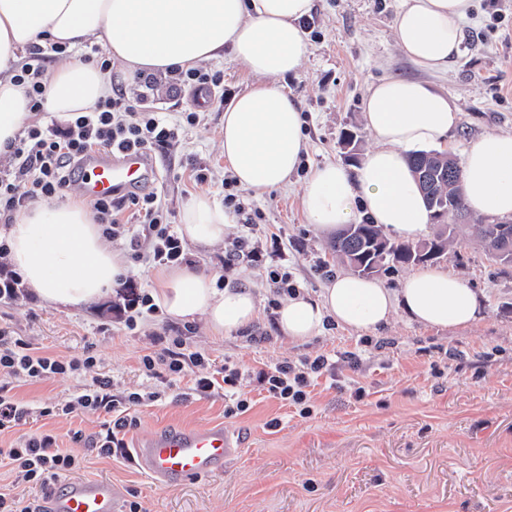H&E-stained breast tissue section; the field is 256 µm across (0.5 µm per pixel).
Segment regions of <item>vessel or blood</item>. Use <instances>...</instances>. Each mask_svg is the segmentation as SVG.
Masks as SVG:
<instances>
[{
	"label": "vessel or blood",
	"instance_id": "1",
	"mask_svg": "<svg viewBox=\"0 0 512 512\" xmlns=\"http://www.w3.org/2000/svg\"><path fill=\"white\" fill-rule=\"evenodd\" d=\"M153 166L142 152L103 151L83 163L80 186L86 199L112 197L140 186ZM234 452L223 427L185 428L155 434L134 447L138 467L158 482L173 485L220 471ZM45 512H117L111 485L104 480L74 481L64 494H47Z\"/></svg>",
	"mask_w": 512,
	"mask_h": 512
}]
</instances>
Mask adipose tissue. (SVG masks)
<instances>
[{"mask_svg":"<svg viewBox=\"0 0 512 512\" xmlns=\"http://www.w3.org/2000/svg\"><path fill=\"white\" fill-rule=\"evenodd\" d=\"M312 8L313 0H0V149L15 140L29 113L27 87L13 76L32 46L74 49L97 40L129 80L227 54L259 81L224 111V161L244 188L283 187L307 142L299 104L278 81L296 74L306 58L302 21ZM472 8L473 0H397L394 34L402 55L424 72L447 70L460 53L462 23ZM111 93L112 80L96 63L70 59L57 65L44 107L85 112ZM459 121L453 100L429 81L390 76L373 84L364 103L373 146L354 173L326 163L309 174L302 187L309 224L329 236L368 219L400 238H417L430 214L407 157L447 151ZM461 170L462 198L474 215L512 219V134L469 140ZM230 222L225 208L199 194L187 203L179 232L208 248L223 242ZM0 234L28 294L47 307L105 301L126 274L124 255L103 242L81 198L32 203ZM151 297L170 319H203L219 337L247 329L258 317L253 291L216 288L214 275L191 264L163 273ZM399 310L418 324L448 330L475 322L480 302L465 280L438 265L409 274L396 293L342 272L319 298L283 302L276 326L288 341L302 343L325 320L373 331Z\"/></svg>","mask_w":512,"mask_h":512,"instance_id":"ef3b65f1","label":"adipose tissue"}]
</instances>
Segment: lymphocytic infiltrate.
I'll return each mask as SVG.
<instances>
[{
	"instance_id": "1",
	"label": "lymphocytic infiltrate",
	"mask_w": 512,
	"mask_h": 512,
	"mask_svg": "<svg viewBox=\"0 0 512 512\" xmlns=\"http://www.w3.org/2000/svg\"><path fill=\"white\" fill-rule=\"evenodd\" d=\"M157 80L153 75L139 76L135 86H116L111 97L98 102L89 112L72 113L65 124L28 125L18 139L7 145V164L0 169V223H11L15 212L39 198H52L79 178V165L84 155L101 150L139 149L153 152L176 143L186 127L195 125L192 111L169 119L165 113L145 106L148 92L154 91ZM224 206L238 218L239 236L224 252L225 268L241 263L261 265L263 240L270 237L268 225L260 221L259 211L246 204L237 190L233 176L222 181ZM93 219L103 236L124 240L135 259L156 266H177L185 262L182 241L169 219L160 195L155 191L128 192L97 200L91 204ZM162 351L144 356L142 368L155 379L158 390L140 394L119 395L111 376L99 372L98 360L89 355L67 359L52 355L33 346L28 339L14 334L11 327H0V428L9 429L26 422L31 414L29 405L19 400L13 385L36 382L57 375L87 373L91 376L80 395L57 400L40 408L43 417L70 414L76 411L105 415L101 432L84 437L85 447L101 457L126 455V435L137 425L130 407L143 401L161 399V386L169 384L171 376L185 370H195L193 391L210 396L216 385L224 387V415L235 418L245 414L250 403L238 394L244 375L235 365H225L222 379L210 373V363L200 352L184 347L180 339L158 337ZM331 368L327 356L293 364L281 362L268 370L259 371L257 382L269 397L282 405L295 408L303 418L310 417L313 405L309 388ZM86 466L85 457L60 448L56 435L49 432L23 434L0 448V469H7L14 484L47 490L60 477L79 472Z\"/></svg>"
}]
</instances>
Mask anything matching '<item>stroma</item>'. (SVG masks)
Returning <instances> with one entry per match:
<instances>
[{
	"instance_id": "35a3bbf8",
	"label": "stroma",
	"mask_w": 512,
	"mask_h": 512,
	"mask_svg": "<svg viewBox=\"0 0 512 512\" xmlns=\"http://www.w3.org/2000/svg\"><path fill=\"white\" fill-rule=\"evenodd\" d=\"M396 0H314L304 35L308 55L281 85L306 116L308 153L304 170L286 187L245 191L247 203L285 246V265L299 292L316 297L331 274L345 271L329 238L309 224L301 201L305 171L332 162L353 170L350 154L362 155L371 140L363 119L370 85L387 76L419 77L396 47ZM462 53L433 82L448 91L461 114L451 135L456 148L485 133H512V0H475L464 23ZM224 109L202 108V121L171 148L156 150L159 175L152 183L180 224L184 205L200 193L223 202ZM207 170L197 185L193 166ZM237 234L229 225L221 244L188 259L224 276L229 287L253 289L259 316L248 330L213 336L204 321L176 322L159 315L128 329L112 301L65 309L45 307L26 296L0 303V324L47 352L67 358L93 354L113 375L118 391L148 393L152 380L140 370L144 355L158 349V336L180 337L215 365L249 369L242 394L244 415L224 416V390L202 398L191 389L192 372L174 377L161 400L132 408L139 423L128 444L157 432L224 426L239 442L221 472L163 485L132 458L90 456L83 479L111 483L119 506L140 501L145 512H512V265L488 258L472 233L458 236L440 263L466 280L480 298L479 319L442 330L419 325L396 312L370 333L326 323L323 331L294 344L269 323L264 268H224L226 244ZM328 355L335 382L315 386L314 412L301 418L260 391L254 372ZM87 376H56L18 386L32 406L75 394ZM277 427H270V420ZM87 413L31 416L22 429L0 431V442L17 432L50 431L62 448L84 454L75 432L101 429Z\"/></svg>"
}]
</instances>
